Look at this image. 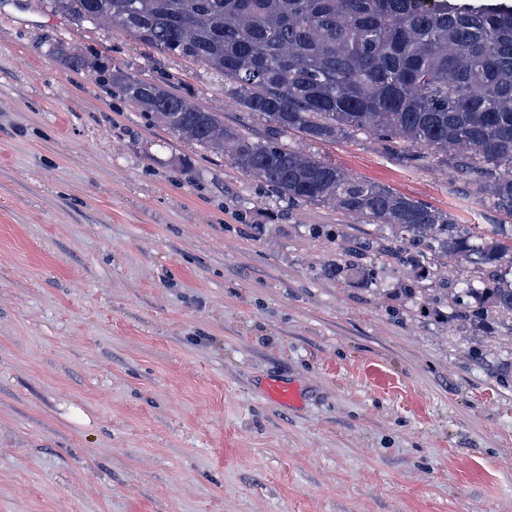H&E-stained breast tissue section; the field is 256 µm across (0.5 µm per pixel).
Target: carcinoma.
<instances>
[{"instance_id": "carcinoma-1", "label": "carcinoma", "mask_w": 512, "mask_h": 512, "mask_svg": "<svg viewBox=\"0 0 512 512\" xmlns=\"http://www.w3.org/2000/svg\"><path fill=\"white\" fill-rule=\"evenodd\" d=\"M77 21L106 22L137 43L203 67L224 95L265 122L252 137L150 79L99 70L105 88L178 138L225 154L290 206H330L386 240L353 238L329 264L357 270L375 252L413 273L467 264L479 280L440 291L463 327L488 314L512 320V230L487 242L450 215L280 143L290 131L333 142L365 131L401 144L405 160L436 158L468 180L478 202L512 216V10L465 0H42Z\"/></svg>"}]
</instances>
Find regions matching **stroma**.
<instances>
[{
    "mask_svg": "<svg viewBox=\"0 0 512 512\" xmlns=\"http://www.w3.org/2000/svg\"><path fill=\"white\" fill-rule=\"evenodd\" d=\"M91 58L77 71L68 57ZM261 135L202 68L0 0V512H512V321L459 327L428 275L343 238L389 230L289 206L107 93L96 67ZM292 150L486 233L512 217L362 132ZM295 382L301 407L264 378ZM263 389L267 397L279 404L288 406H300L304 401L302 392L293 382L266 378Z\"/></svg>",
    "mask_w": 512,
    "mask_h": 512,
    "instance_id": "obj_1",
    "label": "stroma"
}]
</instances>
